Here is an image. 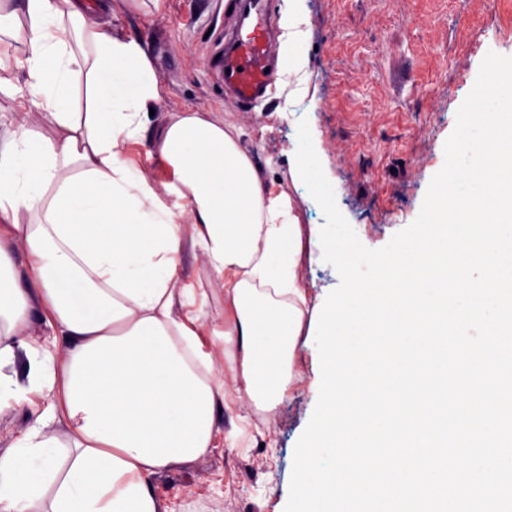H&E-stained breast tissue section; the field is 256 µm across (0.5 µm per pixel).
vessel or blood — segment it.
<instances>
[{
    "label": "vessel or blood",
    "instance_id": "b4317fda",
    "mask_svg": "<svg viewBox=\"0 0 512 512\" xmlns=\"http://www.w3.org/2000/svg\"><path fill=\"white\" fill-rule=\"evenodd\" d=\"M236 28L211 60V69L241 104L267 98L277 82V60L269 50L271 14L268 0H237Z\"/></svg>",
    "mask_w": 512,
    "mask_h": 512
}]
</instances>
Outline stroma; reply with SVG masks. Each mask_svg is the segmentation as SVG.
I'll list each match as a JSON object with an SVG mask.
<instances>
[{
  "mask_svg": "<svg viewBox=\"0 0 512 512\" xmlns=\"http://www.w3.org/2000/svg\"><path fill=\"white\" fill-rule=\"evenodd\" d=\"M225 0H112L100 24L147 45L160 80L159 112L190 110L239 129L243 145L271 163L279 189L300 201L303 223L321 224L291 176L290 148L308 120L337 205L370 249L384 247L418 216L444 164V144L488 51L512 56V0H300L303 62L283 67L276 92L254 107L226 96L205 60L231 23ZM184 282L207 295L203 349L225 383L233 374L212 329L224 326L215 272L192 248ZM320 362L314 342L298 344L295 379L273 410L241 406L229 392L216 411L214 447L205 457L155 475L160 512H284L294 450L316 405ZM276 443L267 455L255 429ZM238 446H224V429Z\"/></svg>",
  "mask_w": 512,
  "mask_h": 512,
  "instance_id": "1",
  "label": "stroma"
}]
</instances>
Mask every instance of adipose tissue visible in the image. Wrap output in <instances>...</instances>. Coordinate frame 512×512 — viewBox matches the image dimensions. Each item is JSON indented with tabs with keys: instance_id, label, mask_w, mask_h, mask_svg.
Masks as SVG:
<instances>
[{
	"instance_id": "obj_1",
	"label": "adipose tissue",
	"mask_w": 512,
	"mask_h": 512,
	"mask_svg": "<svg viewBox=\"0 0 512 512\" xmlns=\"http://www.w3.org/2000/svg\"><path fill=\"white\" fill-rule=\"evenodd\" d=\"M17 9L30 20L18 66L53 133L21 121L0 136V359L24 353L29 383L61 400L0 454V512H159L154 475L206 456L226 395L201 311H175L194 298L180 284L183 250L198 249L224 291L218 336L238 393L269 410L313 314L301 218L239 130L197 112L150 115L154 59L85 0ZM135 143L166 181L131 157ZM18 252L27 288L13 276ZM36 306L62 354L19 344ZM60 413L65 438L44 435Z\"/></svg>"
}]
</instances>
